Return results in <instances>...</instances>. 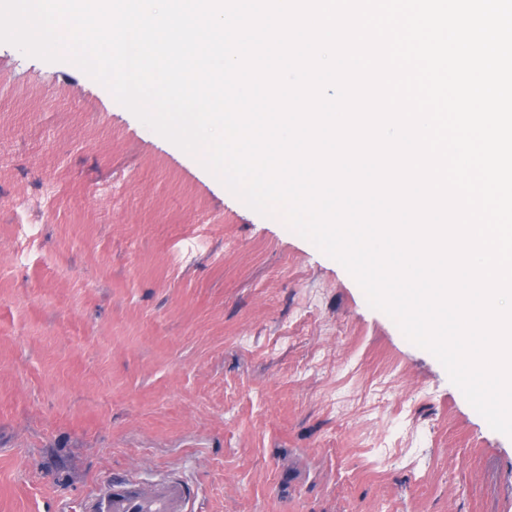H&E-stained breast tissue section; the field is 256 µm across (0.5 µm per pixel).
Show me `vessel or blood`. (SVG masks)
Here are the masks:
<instances>
[{
	"label": "vessel or blood",
	"mask_w": 512,
	"mask_h": 512,
	"mask_svg": "<svg viewBox=\"0 0 512 512\" xmlns=\"http://www.w3.org/2000/svg\"><path fill=\"white\" fill-rule=\"evenodd\" d=\"M192 498L190 487L176 476L145 482L118 474L90 497L87 512H192Z\"/></svg>",
	"instance_id": "vessel-or-blood-1"
}]
</instances>
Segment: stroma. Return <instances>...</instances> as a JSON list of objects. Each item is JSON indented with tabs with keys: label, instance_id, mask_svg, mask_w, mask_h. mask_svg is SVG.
I'll use <instances>...</instances> for the list:
<instances>
[{
	"label": "stroma",
	"instance_id": "35a3bbf8",
	"mask_svg": "<svg viewBox=\"0 0 512 512\" xmlns=\"http://www.w3.org/2000/svg\"><path fill=\"white\" fill-rule=\"evenodd\" d=\"M512 512V438L349 272L68 61L0 43V512ZM192 498L190 487L176 476L145 482L118 474L90 497L87 512H192Z\"/></svg>",
	"mask_w": 512,
	"mask_h": 512
}]
</instances>
